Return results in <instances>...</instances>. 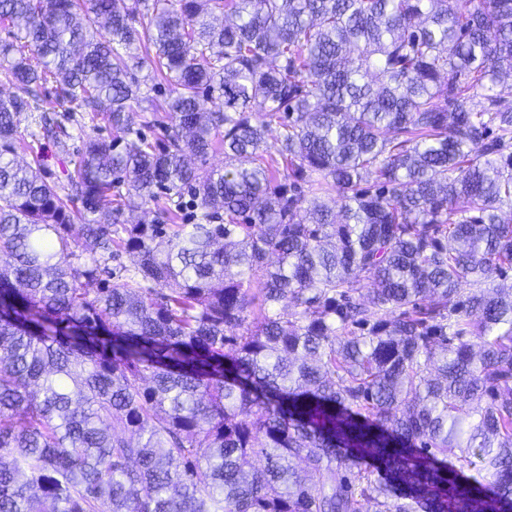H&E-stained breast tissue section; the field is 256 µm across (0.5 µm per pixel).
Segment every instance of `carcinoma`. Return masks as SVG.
I'll use <instances>...</instances> for the list:
<instances>
[{
	"label": "carcinoma",
	"instance_id": "cac0c4a2",
	"mask_svg": "<svg viewBox=\"0 0 512 512\" xmlns=\"http://www.w3.org/2000/svg\"><path fill=\"white\" fill-rule=\"evenodd\" d=\"M0 24V512H512V0ZM54 102L55 100L50 92V86H48V91L46 93L43 92L41 100L38 101L39 109L34 110V112H23L18 117L19 130L22 131V133L33 130L42 111H54ZM79 146H81L79 140L71 142L70 154L67 155L56 153L52 146H47L44 154V163L47 167V172L55 176V174H60V171L66 167L72 169L73 163L77 159V149Z\"/></svg>",
	"mask_w": 512,
	"mask_h": 512
}]
</instances>
